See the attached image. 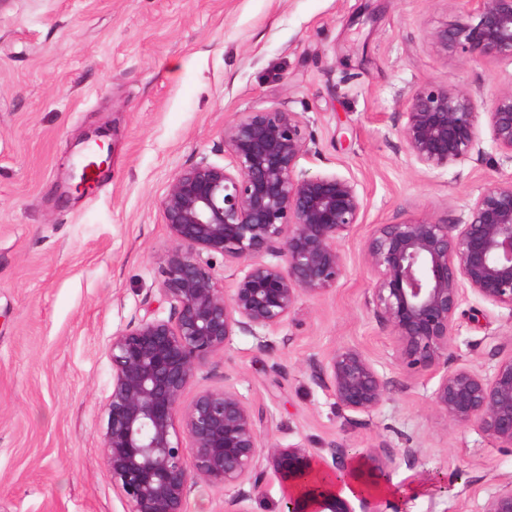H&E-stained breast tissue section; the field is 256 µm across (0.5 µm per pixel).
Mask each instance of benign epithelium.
<instances>
[{"mask_svg":"<svg viewBox=\"0 0 512 512\" xmlns=\"http://www.w3.org/2000/svg\"><path fill=\"white\" fill-rule=\"evenodd\" d=\"M471 21L430 32L443 52L512 60V0H460ZM476 93L458 85L422 86L405 101L400 135L409 155L443 171L480 151ZM485 115L496 148L512 163V82ZM224 164L201 160L180 170L159 201L173 240L164 257L158 304L114 334L108 347L112 392L106 404L103 452L113 487L129 512H185L200 482L222 487L224 512L271 482L284 492L280 512H386L381 488L396 459L361 453L362 489L345 496L310 476H353L347 452L332 444L313 453L299 444H265L246 398L235 388L199 392L182 406L196 372L235 333L263 343L303 296L324 297L345 272L340 241L362 223L358 182L298 169L310 153L296 112H246L224 124ZM243 267L221 287L214 259ZM371 273L366 307L389 331L391 358L410 377L436 379L429 396L452 429L476 428L499 448L512 447V337L494 346L492 373L448 369L461 305L474 297L512 313V176L489 184L460 224L435 219L378 224L364 244ZM315 379L353 415L371 416L390 381L363 349L344 346L316 365ZM481 512H512V479L484 500Z\"/></svg>","mask_w":512,"mask_h":512,"instance_id":"1","label":"benign epithelium"}]
</instances>
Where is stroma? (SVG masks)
I'll return each instance as SVG.
<instances>
[{
    "mask_svg": "<svg viewBox=\"0 0 512 512\" xmlns=\"http://www.w3.org/2000/svg\"><path fill=\"white\" fill-rule=\"evenodd\" d=\"M457 0H0V512H127L103 455L112 386L108 343L158 293L173 242L159 201L174 175L223 164L221 131L245 112L300 113L314 144L308 174L353 177L361 224L341 242L346 271L301 297L266 344L233 336L184 402L229 384L263 442L348 454L417 449L391 484H421L387 512H481L512 477V448L449 428L431 385L393 364L369 312L364 243L378 224H457L488 184L512 176L487 123L481 150L431 172L400 137L402 104L424 85H461L491 101L512 61L444 54L433 28L465 22ZM110 131V166L66 190L84 135ZM512 313L468 299L449 367L491 373ZM366 350L391 381L372 416L349 420L313 379L312 360ZM439 475L448 484L431 483Z\"/></svg>",
    "mask_w": 512,
    "mask_h": 512,
    "instance_id": "stroma-1",
    "label": "stroma"
}]
</instances>
